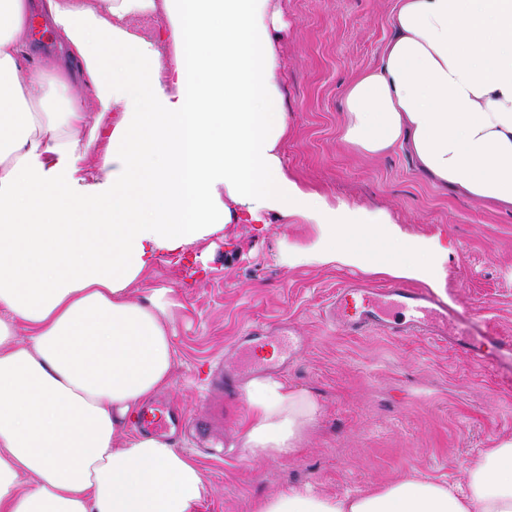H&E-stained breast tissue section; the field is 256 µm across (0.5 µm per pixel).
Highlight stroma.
<instances>
[{"instance_id": "stroma-1", "label": "stroma", "mask_w": 512, "mask_h": 512, "mask_svg": "<svg viewBox=\"0 0 512 512\" xmlns=\"http://www.w3.org/2000/svg\"><path fill=\"white\" fill-rule=\"evenodd\" d=\"M288 27L275 41L288 133L285 170L333 207L361 208L430 246L441 262L439 296L463 323L512 338V209L467 198L424 176L408 150L365 157L342 139L347 84L375 67L393 36L397 0H271ZM319 236L300 218L229 224L183 255L160 258L133 287L167 289L173 385L157 394L208 422L209 441L176 436L210 494L198 512H254L291 488L342 497L416 476L464 483L485 449L512 438V360L481 368L442 343L348 336L321 308L354 264L309 255ZM292 324L304 345L282 373L315 398L316 427L292 456L257 461L239 446L244 395L216 410L208 377L239 366L235 341L253 324Z\"/></svg>"}]
</instances>
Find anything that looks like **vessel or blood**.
<instances>
[{
  "instance_id": "b4317fda",
  "label": "vessel or blood",
  "mask_w": 512,
  "mask_h": 512,
  "mask_svg": "<svg viewBox=\"0 0 512 512\" xmlns=\"http://www.w3.org/2000/svg\"><path fill=\"white\" fill-rule=\"evenodd\" d=\"M454 317L447 304L429 290L397 282H389L379 288L359 281L342 283L321 311L325 324L347 335L423 336L448 344L452 351L481 366L493 365L496 352L512 353V338L490 332L475 334L466 329L449 334L448 323ZM264 337L274 339L283 357L274 362L257 363V370L266 373L283 370L288 365V355L297 344L287 324L281 323L272 328L250 326L238 338L237 344L251 350Z\"/></svg>"
}]
</instances>
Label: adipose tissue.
<instances>
[{"mask_svg": "<svg viewBox=\"0 0 512 512\" xmlns=\"http://www.w3.org/2000/svg\"><path fill=\"white\" fill-rule=\"evenodd\" d=\"M269 2L0 0V512H195L209 494L181 449L133 426L172 385L163 293L131 292L160 255L275 212L319 226V263L438 286L415 242L288 178ZM159 10L156 39L132 32ZM36 12L95 87L93 124L67 71L23 66ZM392 26L345 90V141L369 157L408 149L440 185L512 208V0H398ZM100 146L84 175L81 154ZM245 399L241 445L257 460L294 454L320 415L274 377ZM259 512H512V439L462 485L291 489Z\"/></svg>", "mask_w": 512, "mask_h": 512, "instance_id": "obj_1", "label": "adipose tissue"}]
</instances>
